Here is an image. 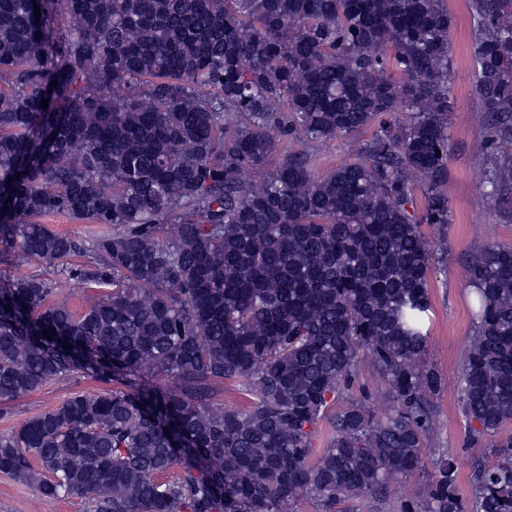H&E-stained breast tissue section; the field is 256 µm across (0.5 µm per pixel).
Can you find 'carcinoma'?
I'll use <instances>...</instances> for the list:
<instances>
[{
    "label": "carcinoma",
    "instance_id": "1",
    "mask_svg": "<svg viewBox=\"0 0 512 512\" xmlns=\"http://www.w3.org/2000/svg\"><path fill=\"white\" fill-rule=\"evenodd\" d=\"M473 6L496 203L512 0ZM454 24L444 0H0V245L74 279L82 251L110 287L76 312L41 278L0 285V403L79 372L116 383L0 433V472L85 512H298L305 493L339 512L417 470L445 386L425 323L448 247L422 225L452 222ZM374 124L321 178L306 151L278 154ZM54 213L109 230L82 248L38 221ZM467 286L476 445L512 419V247L474 245ZM364 356L383 413L350 391ZM227 382L243 407L205 403ZM431 454L401 512H512L511 435L467 501L448 451Z\"/></svg>",
    "mask_w": 512,
    "mask_h": 512
}]
</instances>
